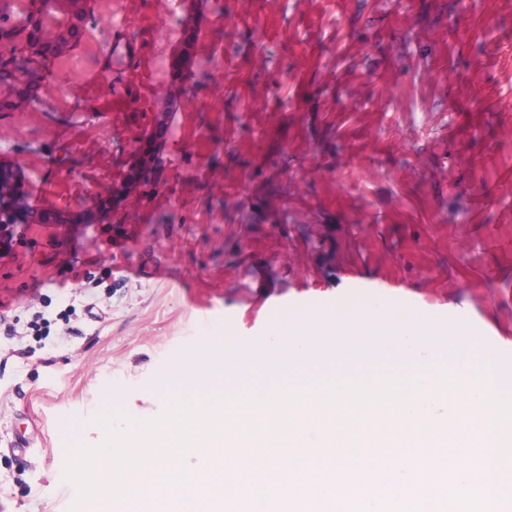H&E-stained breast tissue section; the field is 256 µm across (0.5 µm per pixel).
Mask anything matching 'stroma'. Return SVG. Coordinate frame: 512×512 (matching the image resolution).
Masks as SVG:
<instances>
[{
    "label": "stroma",
    "mask_w": 512,
    "mask_h": 512,
    "mask_svg": "<svg viewBox=\"0 0 512 512\" xmlns=\"http://www.w3.org/2000/svg\"><path fill=\"white\" fill-rule=\"evenodd\" d=\"M219 78L203 76L185 121L179 190L117 197L79 222L133 160L101 125L0 112V159L42 180L66 224L0 234V303L29 322L26 356L0 353V495L12 512H69L65 449L95 444L109 391L154 410L157 378L195 363L204 327L261 336L278 308L336 297L467 312L512 366V0H238ZM498 243V251L488 242ZM115 267L83 308L82 277ZM30 446L11 448L16 437Z\"/></svg>",
    "instance_id": "35a3bbf8"
}]
</instances>
